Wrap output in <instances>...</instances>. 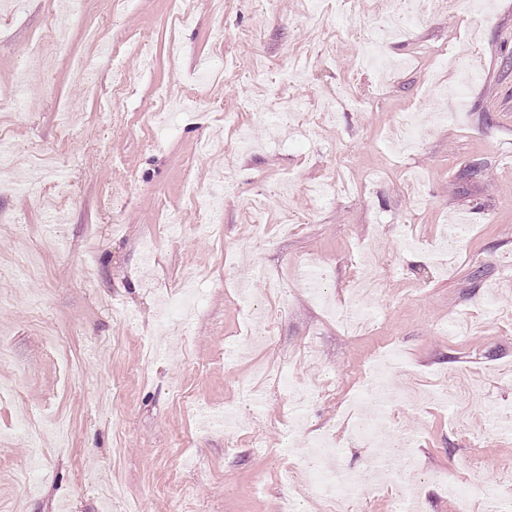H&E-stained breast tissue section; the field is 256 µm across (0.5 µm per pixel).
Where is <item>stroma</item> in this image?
Segmentation results:
<instances>
[{
  "label": "stroma",
  "mask_w": 512,
  "mask_h": 512,
  "mask_svg": "<svg viewBox=\"0 0 512 512\" xmlns=\"http://www.w3.org/2000/svg\"><path fill=\"white\" fill-rule=\"evenodd\" d=\"M58 3L65 38L39 53L46 0H0V91H20L0 109V512H280V474L317 437L341 448L345 470L373 455L342 418L391 342L408 365L400 382L437 373L453 392L473 371L487 379L462 426L448 405L391 407L382 427L413 437L416 464L364 498V512H390L416 484L421 512H451L434 480L447 470L459 482L476 466L512 480V439L488 419L512 415V279L501 275L512 268V0H461L452 16L426 0L387 47L409 67L362 110L348 103L361 47L339 27L341 0L267 11L228 0L220 14L212 0ZM89 22L101 42L86 39ZM448 51L468 69L448 73L450 118L437 124L423 90ZM305 53L312 70L289 83L291 56ZM76 57L91 64V89L72 79ZM281 96L334 98L336 121L292 127ZM403 115L421 145L397 167L389 139ZM208 140L235 165L220 171L198 154ZM38 151L60 164L35 171ZM188 181L221 196L219 234L198 230ZM318 183L325 198L308 192ZM244 197L268 207L249 254L236 248L250 224ZM360 242L391 266L371 304L379 330L350 336L299 272L344 310ZM234 280L263 301L271 334L239 358ZM186 284L202 296L187 320L173 310ZM285 373L308 394L302 410Z\"/></svg>",
  "instance_id": "obj_1"
}]
</instances>
